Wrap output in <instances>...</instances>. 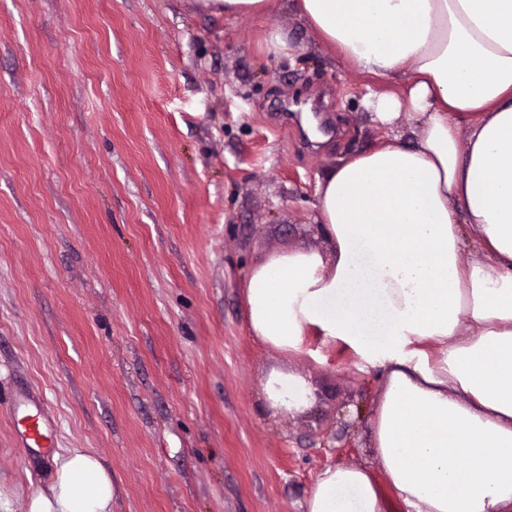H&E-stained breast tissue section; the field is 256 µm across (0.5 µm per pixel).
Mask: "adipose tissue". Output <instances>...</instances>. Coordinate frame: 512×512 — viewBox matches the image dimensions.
<instances>
[{
	"label": "adipose tissue",
	"instance_id": "1",
	"mask_svg": "<svg viewBox=\"0 0 512 512\" xmlns=\"http://www.w3.org/2000/svg\"><path fill=\"white\" fill-rule=\"evenodd\" d=\"M354 69L404 86L366 97L410 134L317 181L325 249L296 247L245 282L251 334L283 354L342 343L383 386L377 468L324 469L306 512H512V0H294ZM480 255L462 261L463 227ZM270 406L303 412L300 375L270 371ZM27 512H112V474L72 448Z\"/></svg>",
	"mask_w": 512,
	"mask_h": 512
}]
</instances>
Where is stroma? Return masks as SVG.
<instances>
[{
	"label": "stroma",
	"mask_w": 512,
	"mask_h": 512,
	"mask_svg": "<svg viewBox=\"0 0 512 512\" xmlns=\"http://www.w3.org/2000/svg\"><path fill=\"white\" fill-rule=\"evenodd\" d=\"M287 33L290 53L264 38ZM283 8L0 0V493L26 512L50 452H96L112 512H305L318 474L375 466L382 379L313 337L251 336L250 268L320 248L317 177L379 147L371 85ZM304 376L282 415L262 381ZM54 447L20 448L13 405ZM201 8L214 13H224V17L239 18L262 16L273 12L280 0H190ZM263 392L272 408L286 414L303 412L312 400L308 382L286 369L270 371L264 379ZM17 410L21 413L26 425L23 428L22 442L24 447L53 448V435L44 417L43 410L37 406L30 407L26 400H17Z\"/></svg>",
	"instance_id": "obj_1"
}]
</instances>
